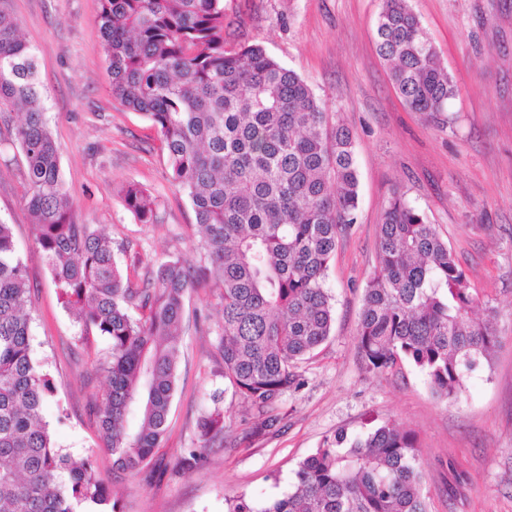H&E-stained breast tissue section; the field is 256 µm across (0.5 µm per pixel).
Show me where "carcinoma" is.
I'll return each instance as SVG.
<instances>
[{"label":"carcinoma","mask_w":512,"mask_h":512,"mask_svg":"<svg viewBox=\"0 0 512 512\" xmlns=\"http://www.w3.org/2000/svg\"><path fill=\"white\" fill-rule=\"evenodd\" d=\"M98 22L112 97L160 135L172 182L186 191L202 255L161 263L137 284L112 241L74 219L45 119L41 63L0 0V118L18 108L13 139L26 167L34 242L63 306L82 334L109 342L108 386L96 419L113 468L148 464L167 430L188 293L220 290L216 349L224 379L256 412L240 420L259 437L274 428L278 401L301 385L298 365L329 338L326 271L356 222L358 173L351 132L332 121L297 73L259 45L224 50V0H99ZM377 49L407 108L429 119L456 95L408 0H383ZM143 224L154 201L122 189ZM379 270L364 288L356 345L368 369L408 361L441 400L499 346L493 308L478 306L470 280L435 225L401 195L380 224ZM29 288L12 227L0 222V512H120L90 459L55 445L42 407L54 383L34 356ZM234 422L216 405L197 421V447L180 466L225 441ZM416 435L392 421L339 432L304 459L294 490L259 512H428Z\"/></svg>","instance_id":"carcinoma-1"}]
</instances>
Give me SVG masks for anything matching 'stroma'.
Masks as SVG:
<instances>
[{"mask_svg":"<svg viewBox=\"0 0 512 512\" xmlns=\"http://www.w3.org/2000/svg\"><path fill=\"white\" fill-rule=\"evenodd\" d=\"M409 5L456 84L444 124L409 111L393 87L376 48L382 0H224L225 49L264 47L351 131L359 209L325 279L332 334L300 364L302 385L279 402L275 431L254 438L234 430L192 470L178 461L193 445L199 417L217 404L236 421L246 413L215 350L217 290L201 288L187 299L161 447L148 467L114 482L89 409L107 387L100 363L108 342L81 336L58 299L34 244L22 158L0 123V222L11 225L26 266L34 352L55 383L42 414L63 451L91 457L113 482L121 512H228L236 496L263 507L291 491L299 463L326 437L363 433L382 419L417 433L429 512H512V0ZM7 6L41 62L46 120L76 222L108 235L138 283L168 258L198 261L195 213L169 178L156 130L110 91L99 0ZM130 183L150 191L155 223H140L126 208L122 189ZM396 194L436 225L480 299L499 313L502 345L469 375L456 402L434 398L410 363L381 374L366 370L357 353L363 290L378 270L379 226Z\"/></svg>","mask_w":512,"mask_h":512,"instance_id":"obj_1","label":"stroma"}]
</instances>
